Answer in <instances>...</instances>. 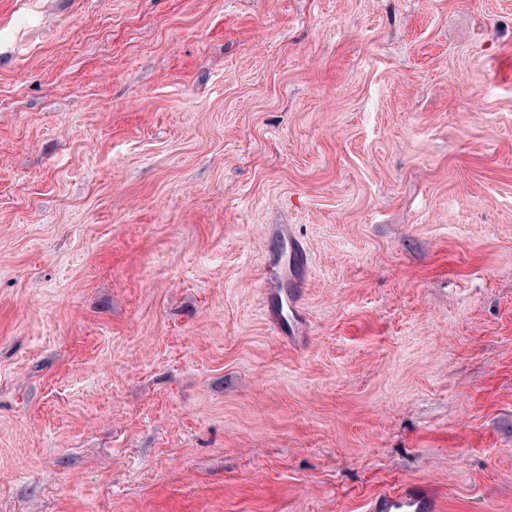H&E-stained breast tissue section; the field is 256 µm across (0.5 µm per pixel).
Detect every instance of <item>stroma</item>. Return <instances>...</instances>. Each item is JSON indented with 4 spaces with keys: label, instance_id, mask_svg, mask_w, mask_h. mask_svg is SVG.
Returning <instances> with one entry per match:
<instances>
[{
    "label": "stroma",
    "instance_id": "obj_1",
    "mask_svg": "<svg viewBox=\"0 0 512 512\" xmlns=\"http://www.w3.org/2000/svg\"><path fill=\"white\" fill-rule=\"evenodd\" d=\"M406 484L512 512V0H0V512ZM287 255V265L284 267L283 257ZM307 263V255L301 244L291 235L288 234V248L277 262L275 256H271L268 264V271L271 275H278L281 279L282 275L287 272L288 280L293 278V272L296 266H303ZM268 317L281 334L296 336L303 333L304 322L299 309V302L291 290H274L269 294Z\"/></svg>",
    "mask_w": 512,
    "mask_h": 512
}]
</instances>
